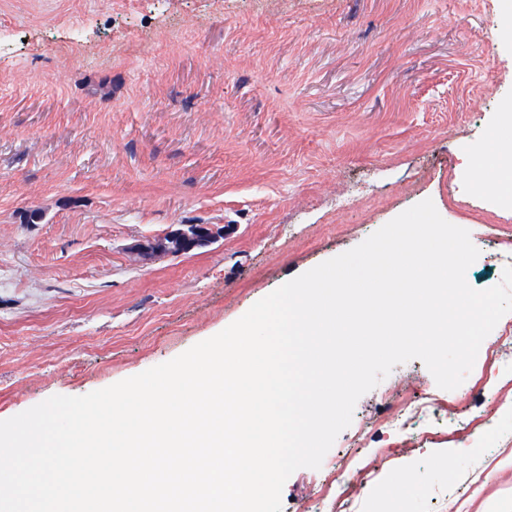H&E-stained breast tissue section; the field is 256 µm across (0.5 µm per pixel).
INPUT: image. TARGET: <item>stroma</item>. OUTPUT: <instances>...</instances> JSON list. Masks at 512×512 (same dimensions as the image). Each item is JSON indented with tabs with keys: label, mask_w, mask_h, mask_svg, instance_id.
Returning a JSON list of instances; mask_svg holds the SVG:
<instances>
[{
	"label": "stroma",
	"mask_w": 512,
	"mask_h": 512,
	"mask_svg": "<svg viewBox=\"0 0 512 512\" xmlns=\"http://www.w3.org/2000/svg\"><path fill=\"white\" fill-rule=\"evenodd\" d=\"M512 0H0V420L218 334L432 199L502 279L512 209L475 166L512 133ZM177 224L215 239L133 252ZM456 389L418 359L356 403L282 512L512 503V344ZM401 413L403 430L391 425Z\"/></svg>",
	"instance_id": "35a3bbf8"
}]
</instances>
